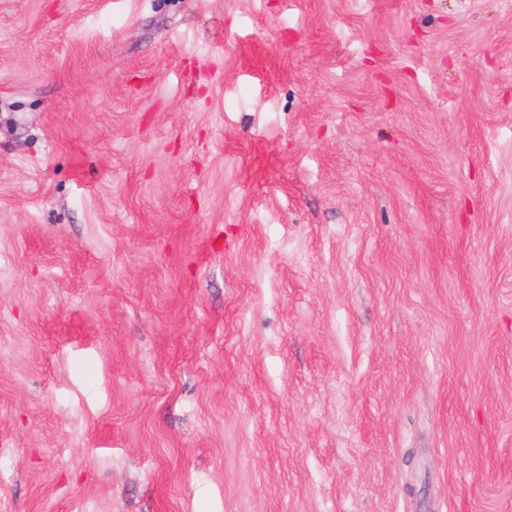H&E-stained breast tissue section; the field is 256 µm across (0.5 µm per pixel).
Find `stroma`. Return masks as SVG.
I'll use <instances>...</instances> for the list:
<instances>
[{
    "label": "stroma",
    "mask_w": 512,
    "mask_h": 512,
    "mask_svg": "<svg viewBox=\"0 0 512 512\" xmlns=\"http://www.w3.org/2000/svg\"><path fill=\"white\" fill-rule=\"evenodd\" d=\"M0 512H512V0H0Z\"/></svg>",
    "instance_id": "35a3bbf8"
}]
</instances>
